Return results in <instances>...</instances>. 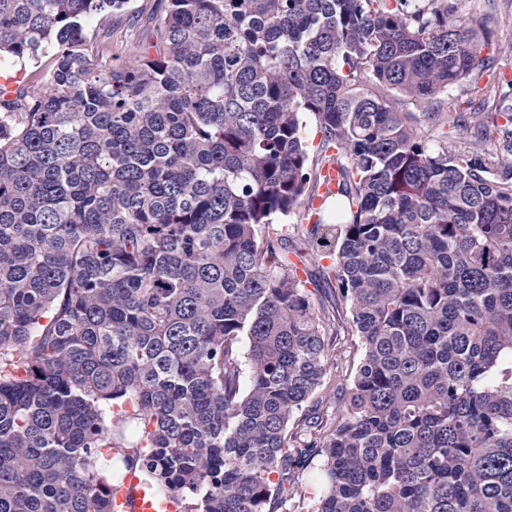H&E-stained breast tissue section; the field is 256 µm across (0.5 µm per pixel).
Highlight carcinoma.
I'll return each mask as SVG.
<instances>
[{
  "mask_svg": "<svg viewBox=\"0 0 512 512\" xmlns=\"http://www.w3.org/2000/svg\"><path fill=\"white\" fill-rule=\"evenodd\" d=\"M129 2L0 0V58L37 64L0 95V512H112L131 469L179 512H279L315 461L314 512H512V81L479 87L494 16L165 0L124 60ZM464 82L505 115L494 156L448 150L462 115L441 94ZM292 215L312 221L300 247ZM321 250L364 356L334 426L292 430L330 360L297 267Z\"/></svg>",
  "mask_w": 512,
  "mask_h": 512,
  "instance_id": "1",
  "label": "carcinoma"
}]
</instances>
